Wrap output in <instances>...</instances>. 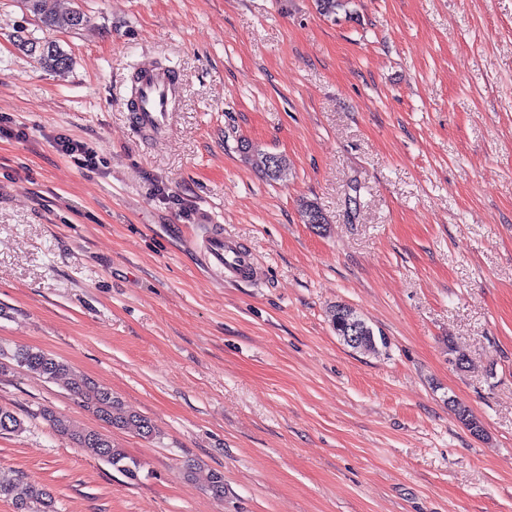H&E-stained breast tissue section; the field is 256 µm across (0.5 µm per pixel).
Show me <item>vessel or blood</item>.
<instances>
[{"label":"vessel or blood","mask_w":512,"mask_h":512,"mask_svg":"<svg viewBox=\"0 0 512 512\" xmlns=\"http://www.w3.org/2000/svg\"><path fill=\"white\" fill-rule=\"evenodd\" d=\"M179 94L180 80L172 69L149 65L137 71L131 87V101L134 123L142 135L158 137L168 132ZM207 255L211 266L225 279L245 278L252 273L250 253L222 229L213 230Z\"/></svg>","instance_id":"b4317fda"}]
</instances>
